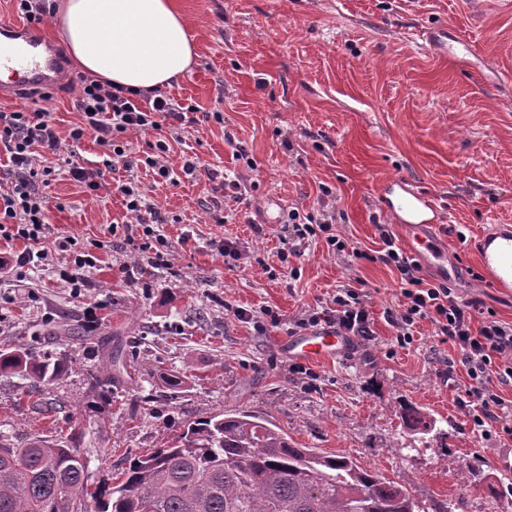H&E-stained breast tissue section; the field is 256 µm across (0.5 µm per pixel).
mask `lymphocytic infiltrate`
I'll return each mask as SVG.
<instances>
[{
    "instance_id": "1",
    "label": "lymphocytic infiltrate",
    "mask_w": 512,
    "mask_h": 512,
    "mask_svg": "<svg viewBox=\"0 0 512 512\" xmlns=\"http://www.w3.org/2000/svg\"><path fill=\"white\" fill-rule=\"evenodd\" d=\"M78 95L74 102L80 121L69 132L72 144L94 137L102 149V165L90 169L71 162V178L95 193L110 188L120 193L129 215L124 225H109V234H123L137 253L148 254L152 268L167 266L163 249L167 240L158 226L163 217L145 195L136 172L145 168L162 179H170V144L181 141L184 126L195 124L197 105L183 103L159 90H133L84 74L76 75ZM34 107L0 109V150L9 156L10 167L0 181V238L23 241L25 248L13 259L22 268L36 260L51 256L48 246L49 201L44 192L54 169L44 164L43 154H56L60 138L55 128L49 103L50 89L37 92ZM150 134L153 142L141 155H133L130 135ZM124 171V179L106 183L105 172ZM335 212L319 214L289 209L284 220V238L309 243L325 240L333 252H351L364 258L360 249H349L347 241L337 235L333 226ZM382 247L376 258L394 267L398 274L401 302L388 310L387 318L395 328L394 344L406 348L415 338L421 321L434 325L441 343L459 352L458 358L446 361V374L463 369L466 379L461 387L459 403L466 409L474 428L482 435L498 434L512 439V401L503 395L512 386V323L490 319L483 300H460L447 283H432L422 275L420 264L404 254L389 231H381ZM360 288L338 289L331 304L310 311L298 319V327L328 324L348 336L372 339L371 314Z\"/></svg>"
}]
</instances>
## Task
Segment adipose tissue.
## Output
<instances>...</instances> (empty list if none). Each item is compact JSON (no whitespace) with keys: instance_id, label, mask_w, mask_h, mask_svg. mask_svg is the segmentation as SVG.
Returning <instances> with one entry per match:
<instances>
[{"instance_id":"1","label":"adipose tissue","mask_w":512,"mask_h":512,"mask_svg":"<svg viewBox=\"0 0 512 512\" xmlns=\"http://www.w3.org/2000/svg\"><path fill=\"white\" fill-rule=\"evenodd\" d=\"M52 22L81 70L137 90L178 81L196 55L175 0H59Z\"/></svg>"}]
</instances>
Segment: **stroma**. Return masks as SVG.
<instances>
[{
    "label": "stroma",
    "mask_w": 512,
    "mask_h": 512,
    "mask_svg": "<svg viewBox=\"0 0 512 512\" xmlns=\"http://www.w3.org/2000/svg\"><path fill=\"white\" fill-rule=\"evenodd\" d=\"M483 0H178L199 35L189 72L169 95L199 105L197 122L170 155L197 156L196 179L173 186L142 175L165 215L172 266L142 279L126 270L133 251L106 227L128 216L119 195L92 196L61 172L47 188L52 237H75L96 264L81 288L60 273L70 255L39 266L0 270V347L22 343L64 359L44 385L57 412L29 400L27 379L0 377V432L16 446L39 435L79 432L89 487L114 482L130 460L167 444L178 425L225 410L268 418L302 448L354 459L405 484L425 512H512V472L475 486L472 470L493 469L512 440L483 439L456 403L464 372L441 380L450 354L421 322L416 341L392 346L384 318L397 308V272L381 262L329 252L325 241L281 261V222L289 208L325 209L338 199L337 225L349 246L376 250L380 225L405 246L383 214L380 190L403 178L445 214L448 281L458 296L481 298L497 320L512 322V295L485 283L476 256L480 233L512 225V4ZM447 26L468 46L464 62L438 58L424 31ZM222 113L216 122L214 113ZM242 146L255 161L233 156ZM250 184L252 205L228 223L210 210L224 203V173ZM332 189L323 196L321 186ZM252 259L230 268L219 239ZM364 282L375 338L357 340L341 359L305 361L293 371L283 349L295 322L329 303L337 289ZM272 309L278 326L258 331L239 320ZM73 328V337L57 329ZM140 337L121 370L106 373L91 343ZM187 379L177 395L160 380ZM429 414L434 430L417 441L401 404Z\"/></svg>",
    "instance_id": "1"
}]
</instances>
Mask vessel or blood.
I'll list each match as a JSON object with an SVG mask.
<instances>
[{"instance_id":"1","label":"vessel or blood","mask_w":512,"mask_h":512,"mask_svg":"<svg viewBox=\"0 0 512 512\" xmlns=\"http://www.w3.org/2000/svg\"><path fill=\"white\" fill-rule=\"evenodd\" d=\"M9 33L10 43H0V70L9 71L16 83L0 84V99L11 98L33 85L51 86L66 77L65 54L60 46L41 33L16 24L0 28ZM387 207L394 223L405 225L410 232L411 251L441 261L448 256V246L436 229L443 221L438 204L428 195L416 191L402 180L391 184ZM478 254L485 274L496 288H512V226L494 224L479 240ZM349 337L331 329L309 330L289 337L284 344L288 355L308 360H329L345 353Z\"/></svg>"}]
</instances>
